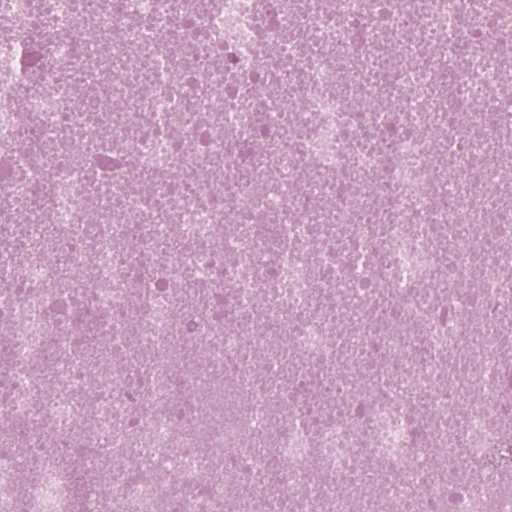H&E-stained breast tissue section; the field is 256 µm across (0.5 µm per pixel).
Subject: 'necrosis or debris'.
Masks as SVG:
<instances>
[{
  "mask_svg": "<svg viewBox=\"0 0 512 512\" xmlns=\"http://www.w3.org/2000/svg\"><path fill=\"white\" fill-rule=\"evenodd\" d=\"M500 5L0 0V512H512ZM433 444L500 460L425 499Z\"/></svg>",
  "mask_w": 512,
  "mask_h": 512,
  "instance_id": "necrosis-or-debris-1",
  "label": "necrosis or debris"
}]
</instances>
